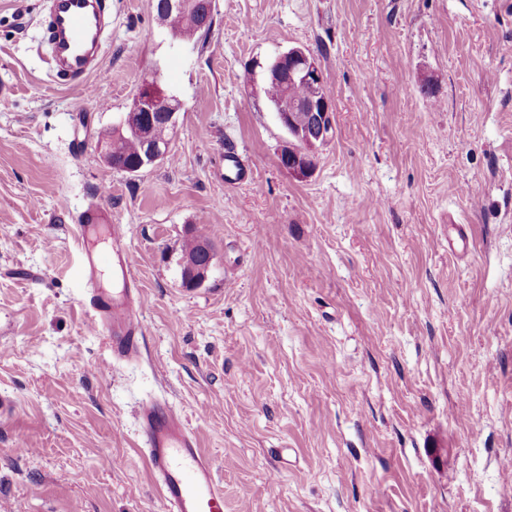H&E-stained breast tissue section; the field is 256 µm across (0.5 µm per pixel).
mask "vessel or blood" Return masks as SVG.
<instances>
[{
	"label": "vessel or blood",
	"instance_id": "1",
	"mask_svg": "<svg viewBox=\"0 0 512 512\" xmlns=\"http://www.w3.org/2000/svg\"><path fill=\"white\" fill-rule=\"evenodd\" d=\"M111 24L112 0H48L44 35L52 78L78 84L100 72ZM107 219L106 210L90 208L76 226L88 287L85 305L90 327L106 336L113 358L131 361L139 358L145 338L139 317L143 300L129 260L127 231ZM104 233L110 236L109 247L101 252L95 243ZM105 267L111 269L116 289L99 287ZM139 422L164 512H224V487L185 419L166 401L151 399L141 405Z\"/></svg>",
	"mask_w": 512,
	"mask_h": 512
}]
</instances>
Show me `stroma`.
Listing matches in <instances>:
<instances>
[{
    "instance_id": "1",
    "label": "stroma",
    "mask_w": 512,
    "mask_h": 512,
    "mask_svg": "<svg viewBox=\"0 0 512 512\" xmlns=\"http://www.w3.org/2000/svg\"><path fill=\"white\" fill-rule=\"evenodd\" d=\"M45 8L0 0V512H162L155 398L224 512H512V0H213L180 45L151 0H112L83 88L49 75ZM296 46L335 106L304 176L261 76ZM154 70L182 109L132 176L99 142ZM97 205L129 233L135 362L88 327ZM193 231L215 258L190 289Z\"/></svg>"
}]
</instances>
